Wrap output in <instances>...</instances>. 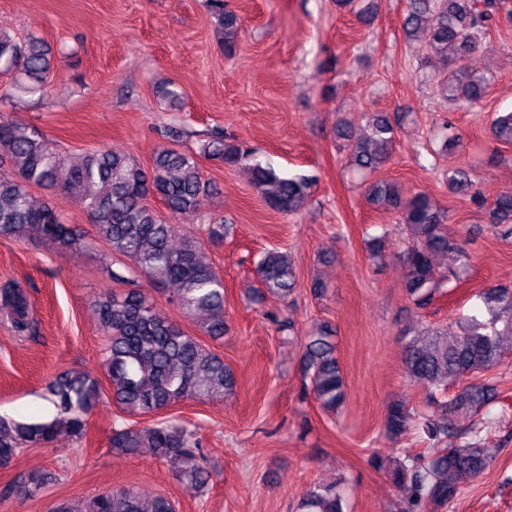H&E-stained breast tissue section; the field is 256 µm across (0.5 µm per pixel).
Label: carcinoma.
Segmentation results:
<instances>
[{
  "instance_id": "1",
  "label": "carcinoma",
  "mask_w": 512,
  "mask_h": 512,
  "mask_svg": "<svg viewBox=\"0 0 512 512\" xmlns=\"http://www.w3.org/2000/svg\"><path fill=\"white\" fill-rule=\"evenodd\" d=\"M224 26V47L235 49L241 20L227 9L225 0H209ZM496 0H408L403 20L407 38L426 48L428 65L437 72L436 95L454 105L480 101L496 79L489 70L466 66L471 57L487 51L474 34L487 30ZM51 69V49L43 40L18 41L0 32V70L15 74L14 85L29 93L45 89ZM395 124L389 115L374 112L365 120V132L351 145L349 165L371 175L390 158L395 144ZM489 138L512 145V112H498L489 125ZM226 168L246 170L249 181L265 205L280 214L293 215L307 204L312 176L281 177L251 151L222 135H210L198 151L167 148L158 152L151 167L129 155L100 147L77 158L60 154L51 142L21 123L0 120V240L40 239L56 250L79 254L100 242L113 255L128 259L132 271L156 285L172 288V302L185 317L196 322L212 340L224 339L229 325L224 311V279L206 257L202 242L189 236L173 243L174 227L152 205L163 203L174 219L184 216L204 220L209 238H224V220L205 216L209 197L217 185L205 178L201 159ZM448 189L467 194L472 189L463 167L448 170ZM38 185L52 193L76 190L95 228L88 238L64 222L50 199L32 196ZM367 202L398 214L408 246L401 255L402 288L418 306L430 302L446 280L465 279L471 256L463 242L448 234V211L425 193L404 195L399 185L376 177L365 187ZM493 234L512 238V192H503L489 209ZM259 285L272 294L288 297L298 284L288 253L269 250L258 261ZM14 327L32 329L30 303L24 291L7 287L0 292ZM482 305L454 326L428 325L413 332L406 342L403 365L409 381L429 390L433 410H418L403 400L386 411L385 429L394 439L417 434L424 448H401L383 459L374 452L370 464L385 470L400 490L398 512H441L458 496L460 479L484 472L490 457L482 432L495 419L490 408L498 399L496 385L486 372L502 361L503 337L512 336V289L491 285L479 294ZM103 334L101 349L108 389L81 371L63 370L48 391L57 415L48 422L25 423L0 417V465L24 449L49 443L60 433L77 440L87 432V416L106 393L130 416L157 414L186 397L209 400L224 397L236 386L224 359L174 321L161 316L152 297L136 284L110 290L92 301ZM303 381L318 407L334 414L344 403L346 385L336 356L333 330L320 326L304 337ZM462 383L449 402L437 396L451 383ZM463 408L474 417L459 431L452 415ZM457 444L448 446V436ZM109 448L137 455L148 448L158 460L169 463L176 477L202 488L210 480L195 432L185 426L158 421L146 426L121 424L112 428ZM50 512H175L164 496L144 501L131 488H116L83 501H57ZM297 512H344L340 484L309 487Z\"/></svg>"
}]
</instances>
